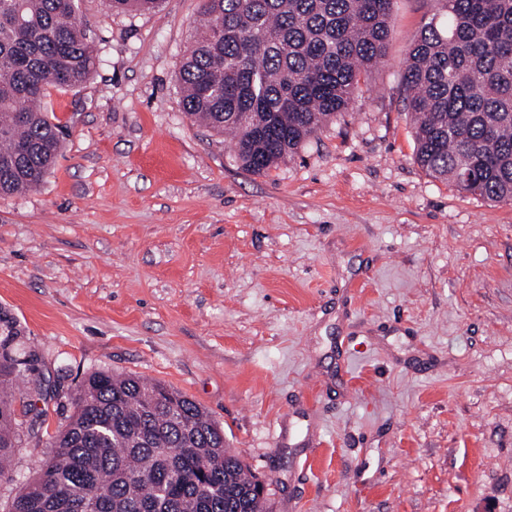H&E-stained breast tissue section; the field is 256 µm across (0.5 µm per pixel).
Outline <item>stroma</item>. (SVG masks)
I'll return each mask as SVG.
<instances>
[{
    "instance_id": "1",
    "label": "stroma",
    "mask_w": 512,
    "mask_h": 512,
    "mask_svg": "<svg viewBox=\"0 0 512 512\" xmlns=\"http://www.w3.org/2000/svg\"><path fill=\"white\" fill-rule=\"evenodd\" d=\"M438 8L393 0L361 102L253 174L179 102L200 0H79L99 63L46 91L55 168L0 197V308L45 391L0 512L98 370L198 403L267 512H512V201L429 176L404 109ZM107 12L119 14L130 11H154L158 9L162 0H105Z\"/></svg>"
}]
</instances>
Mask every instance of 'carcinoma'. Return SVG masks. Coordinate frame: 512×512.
I'll return each instance as SVG.
<instances>
[{
    "instance_id": "obj_1",
    "label": "carcinoma",
    "mask_w": 512,
    "mask_h": 512,
    "mask_svg": "<svg viewBox=\"0 0 512 512\" xmlns=\"http://www.w3.org/2000/svg\"><path fill=\"white\" fill-rule=\"evenodd\" d=\"M446 21L417 35L403 75L414 161L458 190L512 200V0H437ZM162 0H105L112 14ZM392 0H202L204 21L178 81L187 116L229 133L242 169L293 157L362 97L361 71L384 57ZM97 51L78 0H0V197L37 188L64 126L48 87L78 88ZM0 309V480L22 442L15 403L42 396L37 349ZM9 512H266L264 483L226 448L194 400L160 382L98 370Z\"/></svg>"
}]
</instances>
